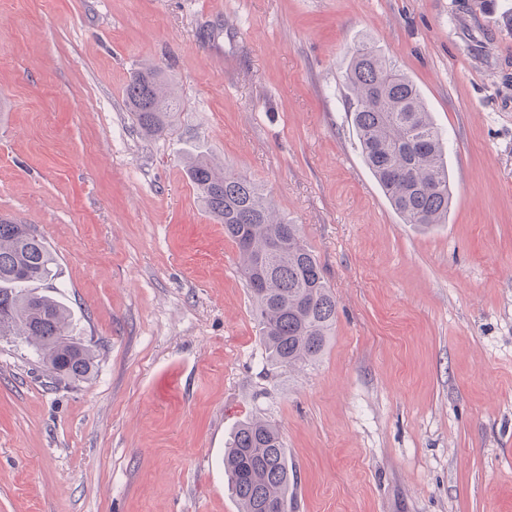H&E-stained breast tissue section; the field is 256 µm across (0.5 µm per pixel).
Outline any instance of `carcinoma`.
Masks as SVG:
<instances>
[{
  "instance_id": "1",
  "label": "carcinoma",
  "mask_w": 512,
  "mask_h": 512,
  "mask_svg": "<svg viewBox=\"0 0 512 512\" xmlns=\"http://www.w3.org/2000/svg\"><path fill=\"white\" fill-rule=\"evenodd\" d=\"M346 85L364 162L392 208L406 224L446 223L452 187L444 139L417 86L368 41L354 50ZM124 93L145 135L169 131L180 101L158 68L136 71ZM185 169L205 210L237 248L267 365L290 369L317 360L336 325V299L298 225L230 168L196 155ZM54 265L40 235L0 219V336L23 337L52 380H85L94 368L91 345L73 336L69 310L38 292ZM224 471L239 512L292 509L290 487L298 476L272 421L255 417L239 426L224 453Z\"/></svg>"
}]
</instances>
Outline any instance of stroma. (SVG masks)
<instances>
[{"label": "stroma", "mask_w": 512, "mask_h": 512, "mask_svg": "<svg viewBox=\"0 0 512 512\" xmlns=\"http://www.w3.org/2000/svg\"><path fill=\"white\" fill-rule=\"evenodd\" d=\"M371 41L443 131L448 221L403 223L345 72ZM182 101L145 136L124 88ZM259 183L325 270L321 357L266 376L235 244L188 152ZM96 356L52 384L0 337V512H237L224 446L261 416L296 512H512V0H0V217ZM124 93L128 111L146 136L161 137L169 131L180 101L159 68L136 71Z\"/></svg>", "instance_id": "1"}]
</instances>
